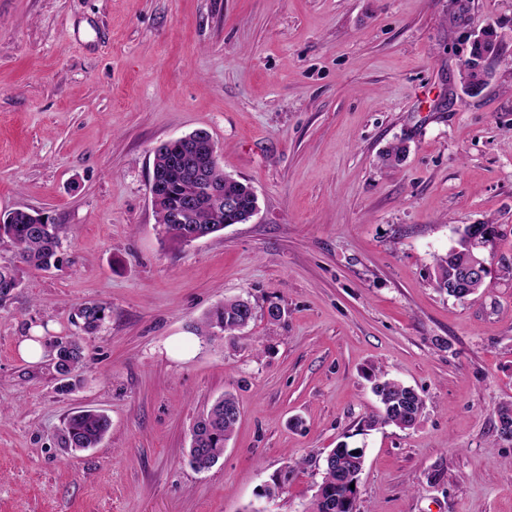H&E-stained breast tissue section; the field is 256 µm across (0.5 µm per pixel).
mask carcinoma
Wrapping results in <instances>:
<instances>
[{
    "label": "carcinoma",
    "mask_w": 512,
    "mask_h": 512,
    "mask_svg": "<svg viewBox=\"0 0 512 512\" xmlns=\"http://www.w3.org/2000/svg\"><path fill=\"white\" fill-rule=\"evenodd\" d=\"M497 38L496 30L487 31L485 41L471 44L470 59H481L489 45H501ZM152 179L164 193L161 204L154 207L156 222L168 240L179 245L190 244L192 235L200 231L213 235L230 224L246 223L257 211V196L248 183L224 174L214 165H204L202 158L187 144L174 152L163 147L155 149ZM216 190L224 192L226 198H233L236 206L229 210L214 206L211 192ZM192 195L197 196L198 204L186 214L185 223H170V203ZM65 232L62 224H33L23 211L15 212L11 223L0 224V239L11 241L17 249L19 262L45 271L55 265ZM498 236L499 231L493 224H478L472 233L469 228H464L458 246L436 259L434 280L437 288L460 299L476 294L484 281L469 277L466 257ZM16 278V268L0 266V302L12 294ZM254 317V307L248 300L226 299L205 316L203 335L220 333L235 337ZM52 352L55 370L61 375L71 373L82 361V346L76 339L55 341ZM372 390L382 410L371 418L370 423L392 424L401 429L416 426L424 402L413 388L379 372L373 376ZM239 415L236 398L226 393L197 419L189 448L191 464L196 469L207 470L224 455V444L233 433ZM109 428L110 421L105 414L91 409L78 410L66 422L67 446L71 449L96 448ZM363 457L365 451L346 445L332 449L325 459L322 482L305 512H356L358 490L351 489L350 485L359 481Z\"/></svg>",
    "instance_id": "obj_1"
}]
</instances>
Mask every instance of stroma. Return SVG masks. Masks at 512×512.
I'll return each instance as SVG.
<instances>
[{
    "instance_id": "stroma-1",
    "label": "stroma",
    "mask_w": 512,
    "mask_h": 512,
    "mask_svg": "<svg viewBox=\"0 0 512 512\" xmlns=\"http://www.w3.org/2000/svg\"><path fill=\"white\" fill-rule=\"evenodd\" d=\"M489 26L502 50L470 97ZM200 129L258 211L178 246L153 150ZM15 209L67 231L0 305V512H305L342 443L365 450L356 512H512V0H0V214ZM486 222L483 288L440 292L436 258ZM238 296L248 327L200 336ZM91 304L106 317L89 334ZM35 331L81 337L71 388L20 356ZM380 370L423 398L415 428L369 427ZM227 392L240 419L195 470L192 427ZM83 407L111 428L72 451ZM491 30L486 32L487 39L483 42H472L470 46V53L469 57L471 60L477 62H469L468 64H464L463 70H462V81L464 88H470L474 85L480 84L485 78V68H486V61L487 60H493L496 56V50L494 48H491L486 54V47L488 45L496 44L498 55L500 53L501 49V42L498 38V33L494 28H490ZM485 54V55H484ZM484 56V57H483ZM483 57L482 60H480ZM494 57V58H493ZM489 60V61H490Z\"/></svg>"
}]
</instances>
